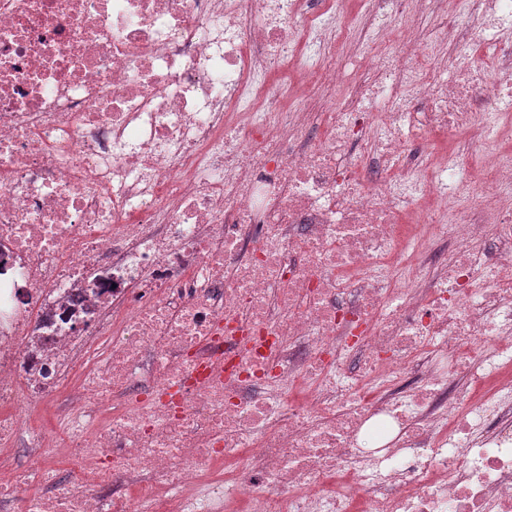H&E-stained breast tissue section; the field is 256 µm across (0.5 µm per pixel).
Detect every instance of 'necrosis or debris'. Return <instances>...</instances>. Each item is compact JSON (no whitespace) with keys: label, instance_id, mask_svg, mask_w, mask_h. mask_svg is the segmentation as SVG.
<instances>
[{"label":"necrosis or debris","instance_id":"necrosis-or-debris-1","mask_svg":"<svg viewBox=\"0 0 512 512\" xmlns=\"http://www.w3.org/2000/svg\"><path fill=\"white\" fill-rule=\"evenodd\" d=\"M345 5L0 0V512H512V0Z\"/></svg>","mask_w":512,"mask_h":512}]
</instances>
